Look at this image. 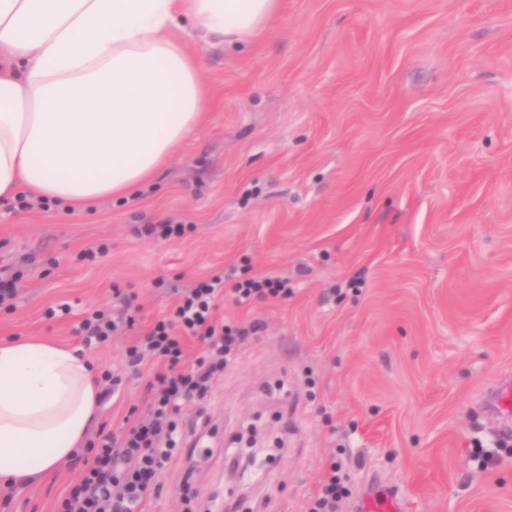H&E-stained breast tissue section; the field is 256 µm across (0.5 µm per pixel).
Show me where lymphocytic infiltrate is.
Segmentation results:
<instances>
[{
	"label": "lymphocytic infiltrate",
	"mask_w": 512,
	"mask_h": 512,
	"mask_svg": "<svg viewBox=\"0 0 512 512\" xmlns=\"http://www.w3.org/2000/svg\"><path fill=\"white\" fill-rule=\"evenodd\" d=\"M237 304L287 298L288 280L246 278L235 282ZM224 294V277L216 274L183 289L169 317L157 320L126 349L132 375L144 366L153 372L144 403L134 421L116 434H101L87 446L92 461L57 505V512H147L161 496L162 476L184 450L182 411L203 407L215 382L223 377L231 356L265 325L255 320L233 327L218 320L217 300ZM199 353L186 364V344Z\"/></svg>",
	"instance_id": "1"
}]
</instances>
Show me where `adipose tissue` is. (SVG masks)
Wrapping results in <instances>:
<instances>
[{
    "instance_id": "obj_1",
    "label": "adipose tissue",
    "mask_w": 512,
    "mask_h": 512,
    "mask_svg": "<svg viewBox=\"0 0 512 512\" xmlns=\"http://www.w3.org/2000/svg\"><path fill=\"white\" fill-rule=\"evenodd\" d=\"M280 0H0V205L133 196L202 119L199 62L174 31L251 41ZM90 365L56 342L0 341V479L30 483L83 447Z\"/></svg>"
}]
</instances>
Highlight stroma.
<instances>
[{
	"mask_svg": "<svg viewBox=\"0 0 512 512\" xmlns=\"http://www.w3.org/2000/svg\"><path fill=\"white\" fill-rule=\"evenodd\" d=\"M187 44L204 120L136 197L0 207V277L19 279L0 340L48 338L122 376L99 403L109 433L147 379L125 366L133 333L86 345L84 311L121 319L128 295L145 329L182 288L249 259L294 292L243 306L225 293L226 322L265 329L204 416L185 413L205 445L166 470L149 512H184L187 475L199 512L230 495L306 512L334 461L352 492L379 477L408 512H512V420L478 405L512 374V0H281L242 47ZM169 219L183 237L142 235ZM246 437L284 446L259 484L230 475L224 449ZM85 466L15 487L0 512H55Z\"/></svg>",
	"mask_w": 512,
	"mask_h": 512,
	"instance_id": "1",
	"label": "stroma"
}]
</instances>
